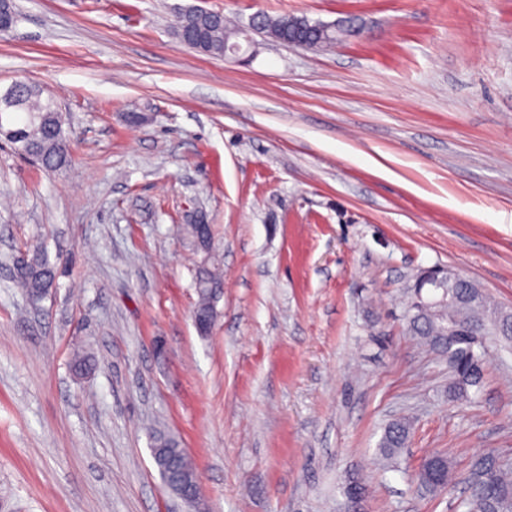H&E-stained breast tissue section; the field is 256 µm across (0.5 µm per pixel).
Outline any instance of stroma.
Instances as JSON below:
<instances>
[{"mask_svg":"<svg viewBox=\"0 0 512 512\" xmlns=\"http://www.w3.org/2000/svg\"><path fill=\"white\" fill-rule=\"evenodd\" d=\"M15 3L0 91L55 100L70 163L0 142V512H465L474 457L512 460V351L486 340L457 398L404 327L432 269L512 310V0ZM196 6L357 33L214 57L175 35ZM200 214L207 249L185 232ZM37 248L57 276L33 303L12 279ZM160 434L193 458L198 504L162 481ZM436 449L455 486L428 494ZM409 434L407 422L397 420L391 423L381 438V455L385 458L395 457L399 450L404 446Z\"/></svg>","mask_w":512,"mask_h":512,"instance_id":"35a3bbf8","label":"stroma"}]
</instances>
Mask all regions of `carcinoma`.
I'll return each instance as SVG.
<instances>
[{"label": "carcinoma", "mask_w": 512, "mask_h": 512, "mask_svg": "<svg viewBox=\"0 0 512 512\" xmlns=\"http://www.w3.org/2000/svg\"><path fill=\"white\" fill-rule=\"evenodd\" d=\"M294 17L282 15L272 17L262 14L254 31L288 44L299 40L312 48L336 44L334 33L341 29H327L319 22L306 21L304 29L292 23ZM175 34L187 48L196 52L222 56L226 45L241 36L238 26L232 24L222 13H207L188 9L178 16ZM17 97L18 111L0 112V138L11 144L15 153L33 157L49 169L60 170L69 164L68 137L63 125L56 119V106L49 98H42L41 90L22 81L7 88ZM190 234L201 246L211 243L209 225L204 219L190 225ZM56 278V268L47 255L40 251L17 268L16 284L24 295L31 299L49 292ZM216 283V277L207 274L201 281L199 303L195 315L206 314L211 309L209 288ZM462 303L447 314V318L430 315L419 304L410 307L409 331L423 339L433 349L448 352L453 356L450 365L453 374L451 390L459 397H466L470 390L479 389L483 381V357L476 351V345L467 335L466 326L478 323L477 316L483 317L480 327L483 332L493 330L495 335L512 342V311H504L489 303L470 280L461 278L456 288ZM409 434L407 422L397 420L391 423L381 438V455L395 457L404 446ZM157 464L162 471L164 482L171 490L184 491L194 480L196 469L182 448L175 447L169 440L159 437ZM450 467L445 454L434 452L427 457L416 480L419 487L435 492L449 484ZM469 496L462 502L467 512H512V464L507 459L489 455L471 464L467 481Z\"/></svg>", "instance_id": "1"}]
</instances>
